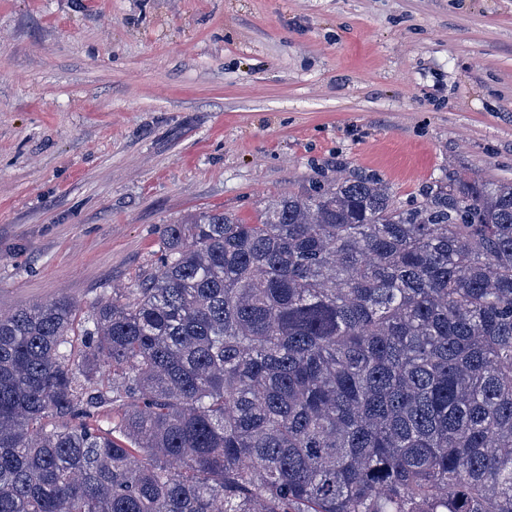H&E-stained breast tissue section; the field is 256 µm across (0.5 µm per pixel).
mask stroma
Here are the masks:
<instances>
[{"label":"stroma","mask_w":512,"mask_h":512,"mask_svg":"<svg viewBox=\"0 0 512 512\" xmlns=\"http://www.w3.org/2000/svg\"><path fill=\"white\" fill-rule=\"evenodd\" d=\"M357 169L512 179V0H0V313Z\"/></svg>","instance_id":"obj_1"}]
</instances>
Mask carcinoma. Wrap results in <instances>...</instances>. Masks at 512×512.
Here are the masks:
<instances>
[{
  "label": "carcinoma",
  "mask_w": 512,
  "mask_h": 512,
  "mask_svg": "<svg viewBox=\"0 0 512 512\" xmlns=\"http://www.w3.org/2000/svg\"><path fill=\"white\" fill-rule=\"evenodd\" d=\"M0 314V512H512V180L374 173ZM112 416V427L91 422Z\"/></svg>",
  "instance_id": "obj_1"
}]
</instances>
